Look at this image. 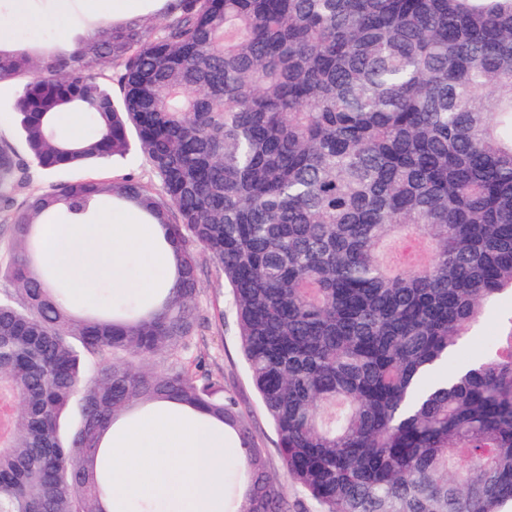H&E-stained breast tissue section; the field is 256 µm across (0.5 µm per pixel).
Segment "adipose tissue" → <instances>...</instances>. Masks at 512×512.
Wrapping results in <instances>:
<instances>
[{"label":"adipose tissue","instance_id":"1","mask_svg":"<svg viewBox=\"0 0 512 512\" xmlns=\"http://www.w3.org/2000/svg\"><path fill=\"white\" fill-rule=\"evenodd\" d=\"M39 252L73 299L107 284L113 295L152 296L173 284V254L161 233L146 229L136 209L100 210L89 224L40 225Z\"/></svg>","mask_w":512,"mask_h":512}]
</instances>
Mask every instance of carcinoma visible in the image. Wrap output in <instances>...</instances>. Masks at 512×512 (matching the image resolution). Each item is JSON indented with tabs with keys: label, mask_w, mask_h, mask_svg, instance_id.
<instances>
[{
	"label": "carcinoma",
	"mask_w": 512,
	"mask_h": 512,
	"mask_svg": "<svg viewBox=\"0 0 512 512\" xmlns=\"http://www.w3.org/2000/svg\"><path fill=\"white\" fill-rule=\"evenodd\" d=\"M158 35L105 20L39 59L0 43L31 159L54 171L144 154L158 188L82 180L11 218L0 275V512H106L95 462L137 404L174 400L238 432V512H289L223 386L180 363L195 248L229 288L289 479L317 512H501L512 503V315L480 363L432 373L512 296V0H169ZM114 70L122 96L104 71ZM91 121L72 140L58 114ZM18 172L0 145V194ZM173 250L164 294L78 317L33 254L105 194ZM100 367L88 375L84 361ZM83 392L78 428L60 419Z\"/></svg>",
	"instance_id": "obj_1"
}]
</instances>
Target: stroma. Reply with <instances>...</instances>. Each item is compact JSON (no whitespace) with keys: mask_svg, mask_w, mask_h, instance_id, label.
I'll list each match as a JSON object with an SVG mask.
<instances>
[{"mask_svg":"<svg viewBox=\"0 0 512 512\" xmlns=\"http://www.w3.org/2000/svg\"><path fill=\"white\" fill-rule=\"evenodd\" d=\"M86 4L87 0H27L26 6L34 23L17 33L16 43L36 51L48 43L57 49H69L76 39L93 31L101 20L100 15L87 10ZM63 11L70 17L68 25L62 29L54 28L51 24L52 18ZM26 84L27 79L23 76L0 83V144L10 145L21 167L9 193L8 203L0 202L2 266L9 264L12 257L11 235L8 230L11 213L22 207L31 196L56 186L90 178L110 183L131 177L149 186L155 182L149 163L136 149L125 157L109 159L92 168L72 167L47 172L38 167L27 155V146L20 132L16 110L17 101L23 95ZM196 259L199 290L195 306L199 315V328L198 338L190 355L204 360L213 376L223 382L224 394L235 401L242 424L266 452L270 480L282 486L289 502L303 500V491L288 480L281 465L276 432L241 358L235 309L224 287V281L207 254L197 252ZM511 313V296L491 305L481 324L464 338L461 359L481 360L501 318Z\"/></svg>","mask_w":512,"mask_h":512,"instance_id":"35a3bbf8","label":"stroma"}]
</instances>
